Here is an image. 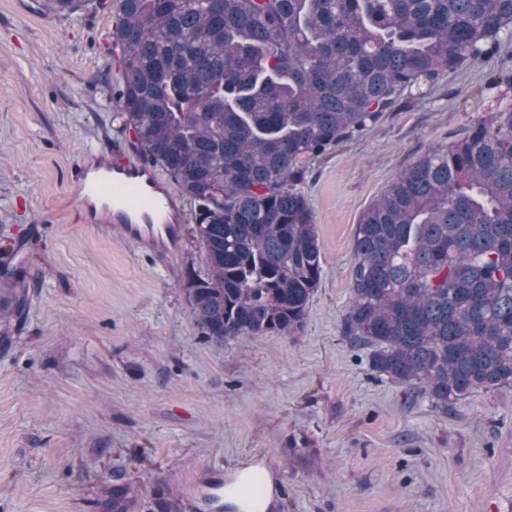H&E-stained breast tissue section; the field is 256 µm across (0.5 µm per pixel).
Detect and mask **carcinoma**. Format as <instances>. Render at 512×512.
I'll return each mask as SVG.
<instances>
[{
  "mask_svg": "<svg viewBox=\"0 0 512 512\" xmlns=\"http://www.w3.org/2000/svg\"><path fill=\"white\" fill-rule=\"evenodd\" d=\"M511 30L512 0H117L113 107L193 202L205 271L184 293L201 336L300 334L323 272L296 191L310 164ZM24 305L0 290V319ZM343 333L437 410L512 388V109L429 147L362 215Z\"/></svg>",
  "mask_w": 512,
  "mask_h": 512,
  "instance_id": "carcinoma-1",
  "label": "carcinoma"
}]
</instances>
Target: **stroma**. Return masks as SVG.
<instances>
[{
  "mask_svg": "<svg viewBox=\"0 0 512 512\" xmlns=\"http://www.w3.org/2000/svg\"><path fill=\"white\" fill-rule=\"evenodd\" d=\"M113 20L0 0V246L26 249L8 262L24 311L0 321V512H112L117 484L128 512H198L200 479L242 469L285 484L271 512H512V388L444 413L343 335L362 214L429 145L512 108V83H488L512 38L312 164L324 272L303 331L218 346L182 291L205 268L188 198L164 266L78 215L75 167L129 143Z\"/></svg>",
  "mask_w": 512,
  "mask_h": 512,
  "instance_id": "35a3bbf8",
  "label": "stroma"
}]
</instances>
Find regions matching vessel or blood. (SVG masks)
Segmentation results:
<instances>
[{
	"mask_svg": "<svg viewBox=\"0 0 512 512\" xmlns=\"http://www.w3.org/2000/svg\"><path fill=\"white\" fill-rule=\"evenodd\" d=\"M83 223L122 231L139 250L166 264L179 250L180 213L177 200L153 166L142 159L106 161L88 152L73 174ZM222 474L213 475L195 491L197 506L220 503L236 496Z\"/></svg>",
	"mask_w": 512,
	"mask_h": 512,
	"instance_id": "1",
	"label": "vessel or blood"
}]
</instances>
